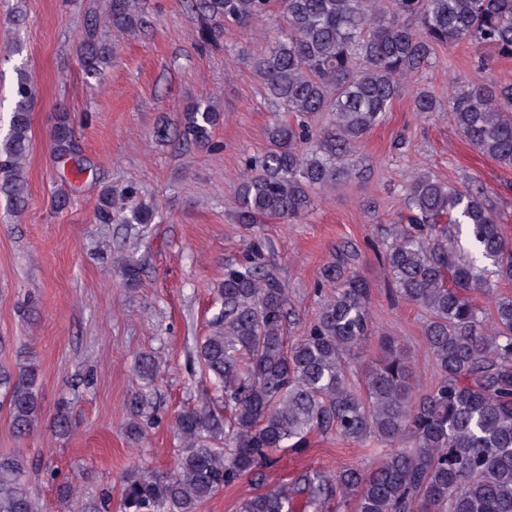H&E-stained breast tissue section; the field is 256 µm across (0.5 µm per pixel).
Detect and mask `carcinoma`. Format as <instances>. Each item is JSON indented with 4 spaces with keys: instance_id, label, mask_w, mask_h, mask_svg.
I'll return each instance as SVG.
<instances>
[{
    "instance_id": "1",
    "label": "carcinoma",
    "mask_w": 512,
    "mask_h": 512,
    "mask_svg": "<svg viewBox=\"0 0 512 512\" xmlns=\"http://www.w3.org/2000/svg\"><path fill=\"white\" fill-rule=\"evenodd\" d=\"M146 0H112L118 32L147 24ZM284 30L267 52L249 58L275 111L268 148L247 160L249 178L234 199L240 224L264 218L292 221L317 190L338 187L367 165L357 145L385 117L404 83L437 46L467 42L512 57V0H281ZM205 42L226 25L246 26L270 12V0H195ZM84 70L95 75L112 50L89 34L81 45ZM9 130L0 139V193L25 206L23 161L31 143L35 91L19 72ZM414 111L442 110L433 91L413 93ZM330 112L331 126L311 134L306 118ZM460 134L499 164L512 167V86L483 81L448 96ZM220 113L205 99L181 113L184 135L216 150ZM73 126L61 110L53 130L57 157L74 151ZM146 207L126 210L107 188L95 205L101 224H149ZM473 248L458 254L459 237ZM384 259L395 291L425 309L424 338L439 373L435 386L414 395L416 375L395 340L380 335L383 356L366 372L365 393L351 388L349 365L376 332L371 287L343 253L321 273L320 309L306 334L285 336L288 291L261 261L258 242L224 265L215 288L218 306L197 347L203 370L224 396L225 418L182 410V446L166 472L133 467L122 488L124 512H197L224 487L276 463L277 454L306 445L315 429H335L355 442L375 438L391 447L370 473L342 467L306 478L312 497L340 495L351 512H512V297L498 294L512 281V243L497 224L483 187L453 189L429 173L405 191L399 222ZM493 304L488 323L474 301ZM41 369L33 352H17L0 368L11 426L20 436L39 422ZM30 460L0 455V512H35L25 486ZM294 488L283 484L244 499L241 512H296Z\"/></svg>"
}]
</instances>
